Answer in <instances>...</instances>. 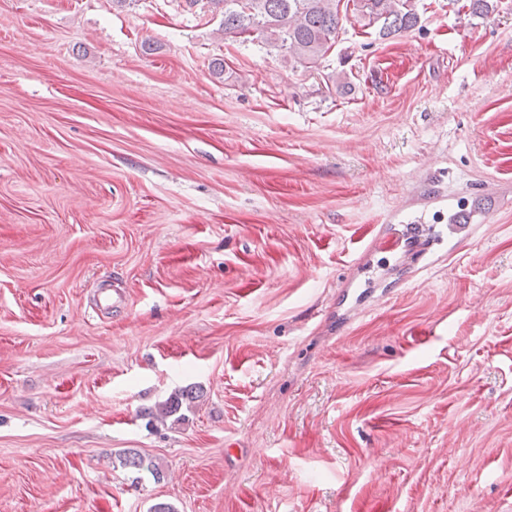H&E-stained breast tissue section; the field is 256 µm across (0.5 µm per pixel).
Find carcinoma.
Wrapping results in <instances>:
<instances>
[{"instance_id": "cac0c4a2", "label": "carcinoma", "mask_w": 512, "mask_h": 512, "mask_svg": "<svg viewBox=\"0 0 512 512\" xmlns=\"http://www.w3.org/2000/svg\"><path fill=\"white\" fill-rule=\"evenodd\" d=\"M221 9L222 30L240 37L252 36L285 51L295 62L316 65L328 54L339 35L338 0H209ZM354 10L366 26H378V37L387 39L417 23L413 0H355ZM185 393L171 394L158 404L154 417L165 421L176 414ZM126 468L147 469L155 480L163 474L153 462L133 451L118 454Z\"/></svg>"}]
</instances>
